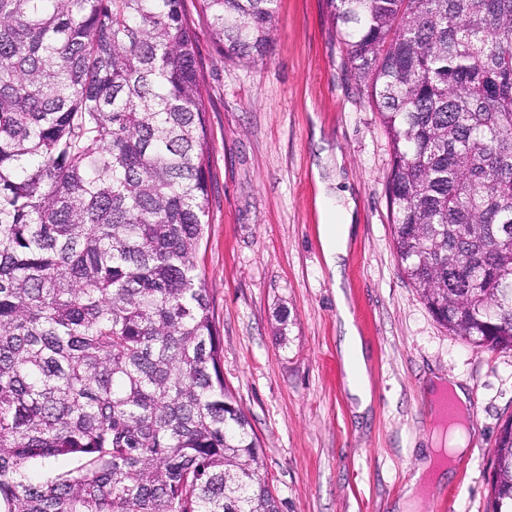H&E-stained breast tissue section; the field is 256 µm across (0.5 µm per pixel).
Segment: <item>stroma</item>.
<instances>
[{
	"label": "stroma",
	"mask_w": 512,
	"mask_h": 512,
	"mask_svg": "<svg viewBox=\"0 0 512 512\" xmlns=\"http://www.w3.org/2000/svg\"><path fill=\"white\" fill-rule=\"evenodd\" d=\"M184 9L197 34L210 147L197 272L224 381L262 443L261 475L280 512H392L430 447L426 385L439 373L470 385L478 434L418 512H490V463L512 416V349L449 335L402 272L388 139L330 37L324 0H277L270 52L251 65L216 48L200 0ZM345 194L355 208L337 282L319 226L327 199ZM345 310L368 353L372 403L361 414L340 349Z\"/></svg>",
	"instance_id": "1"
}]
</instances>
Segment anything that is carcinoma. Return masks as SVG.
<instances>
[{"mask_svg":"<svg viewBox=\"0 0 512 512\" xmlns=\"http://www.w3.org/2000/svg\"><path fill=\"white\" fill-rule=\"evenodd\" d=\"M201 2L225 57L266 59L276 0ZM325 9L391 144L404 273L512 348V0ZM203 100L183 0H0V512H279L197 273ZM492 468L512 512V418Z\"/></svg>","mask_w":512,"mask_h":512,"instance_id":"carcinoma-1","label":"carcinoma"}]
</instances>
